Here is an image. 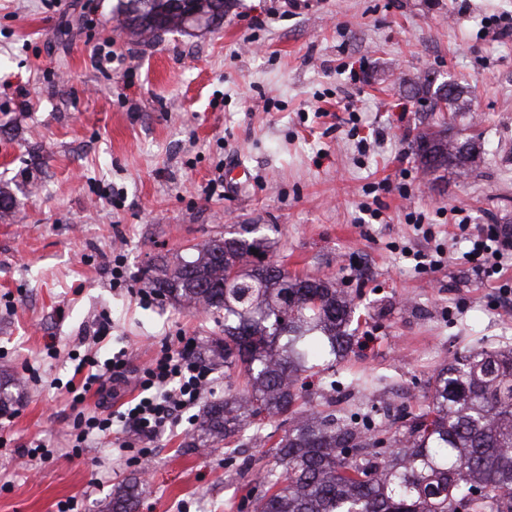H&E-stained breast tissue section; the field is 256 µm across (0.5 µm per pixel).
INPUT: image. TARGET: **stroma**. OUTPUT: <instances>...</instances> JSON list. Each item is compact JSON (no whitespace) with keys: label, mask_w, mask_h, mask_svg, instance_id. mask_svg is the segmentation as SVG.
I'll return each mask as SVG.
<instances>
[{"label":"stroma","mask_w":512,"mask_h":512,"mask_svg":"<svg viewBox=\"0 0 512 512\" xmlns=\"http://www.w3.org/2000/svg\"><path fill=\"white\" fill-rule=\"evenodd\" d=\"M115 4L0 0V186L15 199L0 215V368L41 376L0 417L11 438L0 512H57L69 498L100 512L141 478L138 512H244L245 465H272L287 416L243 446L198 451L194 423L179 421L149 441L143 465L119 453L129 434L118 422L72 455L61 388L70 352L127 350L125 397L166 342L219 335L211 317L137 291L161 256L242 224L273 240L291 274L362 292L353 352L311 379L316 409L415 413L455 354L512 347V305L456 260L464 239L435 272L412 258L449 243L453 207L512 225V0H229L212 28L151 41L117 28ZM106 44L124 57L117 69L95 65ZM427 73L472 99L483 161L470 178L447 171L426 185L411 149L425 114L406 89ZM233 162L250 179L221 191ZM414 212L434 240L409 223ZM116 255L125 289L111 283ZM33 442L54 456L20 455Z\"/></svg>","instance_id":"stroma-1"}]
</instances>
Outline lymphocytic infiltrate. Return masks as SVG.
Returning <instances> with one entry per match:
<instances>
[{
    "label": "lymphocytic infiltrate",
    "mask_w": 512,
    "mask_h": 512,
    "mask_svg": "<svg viewBox=\"0 0 512 512\" xmlns=\"http://www.w3.org/2000/svg\"><path fill=\"white\" fill-rule=\"evenodd\" d=\"M455 227L470 243L469 251L461 256L462 261L486 279L498 281L500 293L511 291L512 283L506 282L505 275L512 269V227L473 224L465 217L456 222ZM126 365V354L122 351L105 361L92 352L79 358L75 371L82 379L66 385L74 412L72 454H79L81 448L94 440L110 436L112 421L116 418L143 439H154L198 406L213 384L211 368L197 358L192 341L184 339L179 346H163L144 368L139 379V395L128 402L118 417L88 411L85 406L88 393L96 387L121 384Z\"/></svg>",
    "instance_id": "f902f5d3"
}]
</instances>
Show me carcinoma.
Listing matches in <instances>:
<instances>
[{
  "label": "carcinoma",
  "mask_w": 512,
  "mask_h": 512,
  "mask_svg": "<svg viewBox=\"0 0 512 512\" xmlns=\"http://www.w3.org/2000/svg\"><path fill=\"white\" fill-rule=\"evenodd\" d=\"M181 0H120L119 24L158 37L186 27ZM204 26L224 18V0H192ZM412 98L440 113L413 139L428 182L440 170L460 174L481 162L479 135L448 138L464 91L425 77ZM267 237L253 224L227 237L164 257L144 278L160 295L224 323L204 347L224 359V399L203 409L193 447L233 437L257 418L290 410L306 387L309 364L330 367L354 345V298L328 279L300 278L264 262ZM239 370L245 384L229 381ZM21 381L0 372V414L19 402ZM275 446V463L245 485L255 512H512V348L471 349L434 376L425 408L399 437L377 434L336 412L296 413ZM144 486L119 491L108 512H137Z\"/></svg>",
  "instance_id": "1"
}]
</instances>
